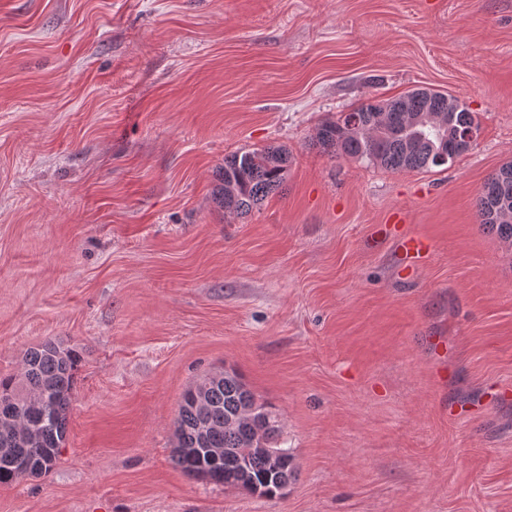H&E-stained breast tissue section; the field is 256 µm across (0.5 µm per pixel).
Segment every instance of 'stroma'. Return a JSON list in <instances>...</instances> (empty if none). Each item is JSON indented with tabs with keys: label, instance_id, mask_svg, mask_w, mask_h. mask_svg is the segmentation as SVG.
<instances>
[{
	"label": "stroma",
	"instance_id": "obj_1",
	"mask_svg": "<svg viewBox=\"0 0 512 512\" xmlns=\"http://www.w3.org/2000/svg\"><path fill=\"white\" fill-rule=\"evenodd\" d=\"M423 87L479 123L453 163L316 144ZM268 146L282 190L225 214V157ZM509 162L512 0H0V376L79 354L61 455L0 512H512V242L476 208ZM224 369L279 415L283 497L172 461Z\"/></svg>",
	"mask_w": 512,
	"mask_h": 512
}]
</instances>
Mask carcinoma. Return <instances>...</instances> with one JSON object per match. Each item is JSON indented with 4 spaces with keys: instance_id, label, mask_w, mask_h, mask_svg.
<instances>
[{
    "instance_id": "carcinoma-1",
    "label": "carcinoma",
    "mask_w": 512,
    "mask_h": 512,
    "mask_svg": "<svg viewBox=\"0 0 512 512\" xmlns=\"http://www.w3.org/2000/svg\"><path fill=\"white\" fill-rule=\"evenodd\" d=\"M422 115L451 117L454 133L443 141L422 129H414L410 118ZM353 119L359 131L346 132L344 123ZM477 124L475 115L457 97L416 89L404 96L363 103L318 128L316 142L336 153L392 171L428 170L440 166L438 156L455 148V133ZM288 170V151L280 146L244 151L224 158L222 185L218 193L224 212L245 216L260 208L281 188ZM512 199V175L498 169L483 184L477 197L480 224L506 241H512V222L498 223L491 207L500 199ZM79 356L61 341L48 340L25 352L20 374L0 377V390L23 384L47 395L48 403L26 412L25 425L38 431V441L28 446L0 433V484L22 481L28 470L38 477L57 462L67 432L72 405L74 371ZM199 386L182 396L175 420L178 431L173 462L187 476L215 485L241 487L265 498L282 494L295 474L294 455L277 446L278 414L262 402L233 369L205 385L209 405L195 404ZM253 405L259 415L239 417L241 408ZM211 421L213 435L208 447L224 449L215 460L202 453L196 427Z\"/></svg>"
}]
</instances>
